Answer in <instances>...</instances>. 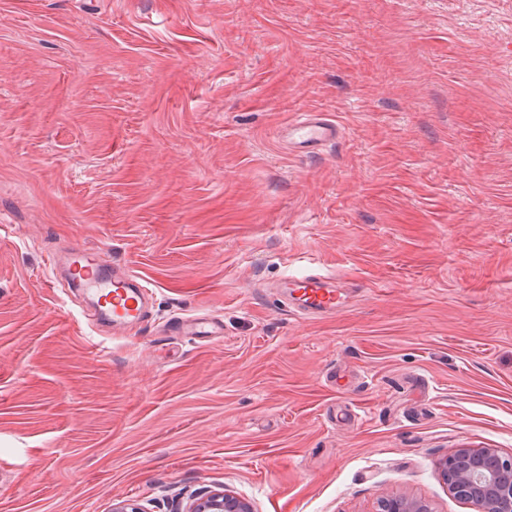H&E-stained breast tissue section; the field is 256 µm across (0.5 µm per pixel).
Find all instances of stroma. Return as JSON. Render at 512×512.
I'll return each mask as SVG.
<instances>
[{
	"instance_id": "obj_1",
	"label": "stroma",
	"mask_w": 512,
	"mask_h": 512,
	"mask_svg": "<svg viewBox=\"0 0 512 512\" xmlns=\"http://www.w3.org/2000/svg\"><path fill=\"white\" fill-rule=\"evenodd\" d=\"M75 241L153 291L106 359ZM463 444L512 454V0H0V512H476ZM341 134V128L334 121L316 112H306L290 123L286 137L297 152L307 155L320 146L335 142ZM286 300L304 314L321 316L333 314L341 306V293L332 279L325 275H289ZM289 288V289H288ZM170 331L176 336H220L224 333V325L209 311L202 310L177 322ZM187 512H253V509L247 500L219 490L193 503ZM374 512H435L432 504L421 498L385 494L377 501Z\"/></svg>"
}]
</instances>
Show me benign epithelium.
Returning a JSON list of instances; mask_svg holds the SVG:
<instances>
[{"instance_id":"1","label":"benign epithelium","mask_w":512,"mask_h":512,"mask_svg":"<svg viewBox=\"0 0 512 512\" xmlns=\"http://www.w3.org/2000/svg\"><path fill=\"white\" fill-rule=\"evenodd\" d=\"M450 494L472 502L478 512H512V456L496 448L462 446L436 462ZM187 512H253L251 504L226 490L214 491ZM374 512H435L421 498L385 494Z\"/></svg>"}]
</instances>
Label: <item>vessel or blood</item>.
Masks as SVG:
<instances>
[{"instance_id":"obj_1","label":"vessel or blood","mask_w":512,"mask_h":512,"mask_svg":"<svg viewBox=\"0 0 512 512\" xmlns=\"http://www.w3.org/2000/svg\"><path fill=\"white\" fill-rule=\"evenodd\" d=\"M341 134L334 121L316 112H306L290 123L287 138L297 152L307 155L335 142ZM71 255L72 282L101 305L113 334H120L142 319L149 290L138 282L132 270L79 242L72 246ZM286 298L304 314L313 316L335 313L341 305L337 286L325 275L289 276ZM171 331L178 336H220L224 325L203 310L177 322Z\"/></svg>"}]
</instances>
